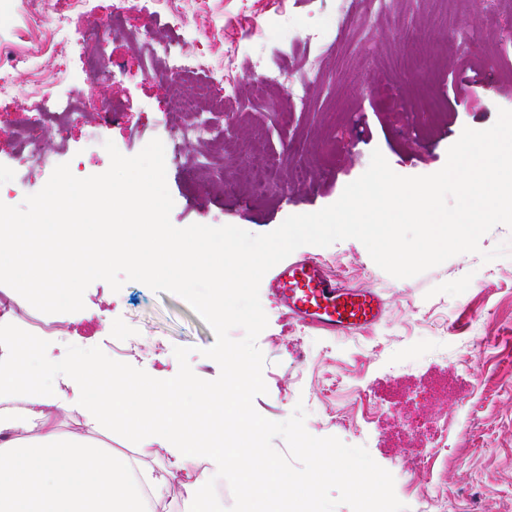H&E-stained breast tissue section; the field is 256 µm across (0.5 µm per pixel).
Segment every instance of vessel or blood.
Returning a JSON list of instances; mask_svg holds the SVG:
<instances>
[{"label": "vessel or blood", "instance_id": "obj_1", "mask_svg": "<svg viewBox=\"0 0 512 512\" xmlns=\"http://www.w3.org/2000/svg\"><path fill=\"white\" fill-rule=\"evenodd\" d=\"M270 288L294 318L334 335L370 326L384 311L377 292L350 287L310 258L280 262L273 271Z\"/></svg>", "mask_w": 512, "mask_h": 512}]
</instances>
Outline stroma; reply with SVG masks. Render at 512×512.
Returning <instances> with one entry per match:
<instances>
[{
	"label": "stroma",
	"mask_w": 512,
	"mask_h": 512,
	"mask_svg": "<svg viewBox=\"0 0 512 512\" xmlns=\"http://www.w3.org/2000/svg\"><path fill=\"white\" fill-rule=\"evenodd\" d=\"M166 0L132 8L125 31L154 30L186 61L232 60L236 92L223 105L200 100L206 138L183 139L189 120L182 99L196 91L188 75L147 67L124 33L111 34L115 67L98 80L78 41L55 40L36 28V0H0V45L43 52L37 66L60 73L53 100L37 96L25 65L0 68L14 97L0 110V202L17 206L38 192L50 170L20 166L15 129L57 101L79 100V115L37 141L55 164L76 177L105 172L112 141L126 156L152 139L165 147L174 226L233 225L254 234L288 216L336 202L380 150L394 172L428 175L446 163L464 128L492 126L512 110V0H349L338 23L337 0ZM281 71L273 83L262 68ZM117 115L107 119L105 103ZM279 112L269 117L268 103ZM299 254L348 284L376 291L382 318L352 336H330L289 316L260 283L268 325L257 343L265 358L266 394L256 411L286 420L296 404L316 437L335 436L367 448L394 477L409 512H425L432 493L448 495L455 512H512V257L489 263L460 254L416 277L397 279L379 268L365 246L346 239ZM84 307L46 314L21 295L14 323L39 338L55 359L66 348L100 347L110 358L156 379L179 369L173 349L194 347L193 372L213 380L218 364L202 356L213 330L180 297L102 280L83 295ZM377 405L364 422L365 403ZM458 419L443 430L444 417ZM432 460V473L409 479L413 462Z\"/></svg>",
	"instance_id": "35a3bbf8"
}]
</instances>
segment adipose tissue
I'll list each match as a JSON object with an SVG mask.
<instances>
[{
  "mask_svg": "<svg viewBox=\"0 0 512 512\" xmlns=\"http://www.w3.org/2000/svg\"><path fill=\"white\" fill-rule=\"evenodd\" d=\"M38 345L13 334L0 355V512H213L204 491L224 478V442L245 424L225 415L223 390L186 402L183 382L129 375L123 367L79 360L57 372ZM80 411L86 431H62L63 416ZM132 430L135 455H119L97 435ZM174 462L161 470L145 458L155 448ZM211 470L198 473L197 461ZM249 512H306L288 475L246 470Z\"/></svg>",
  "mask_w": 512,
  "mask_h": 512,
  "instance_id": "ef3b65f1",
  "label": "adipose tissue"
}]
</instances>
